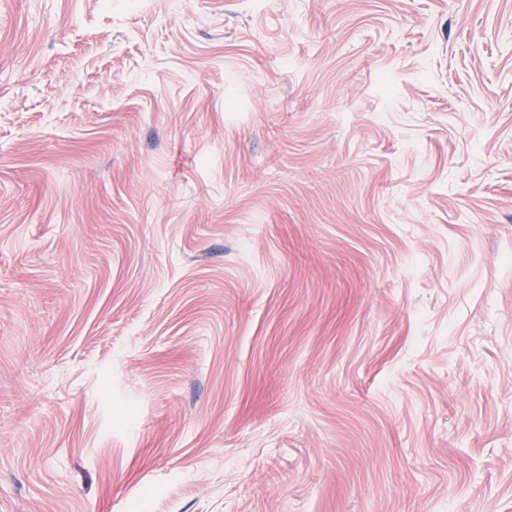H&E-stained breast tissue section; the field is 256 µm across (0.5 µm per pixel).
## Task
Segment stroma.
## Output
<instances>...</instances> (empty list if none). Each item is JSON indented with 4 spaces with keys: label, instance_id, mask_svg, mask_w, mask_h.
Listing matches in <instances>:
<instances>
[{
    "label": "stroma",
    "instance_id": "35a3bbf8",
    "mask_svg": "<svg viewBox=\"0 0 512 512\" xmlns=\"http://www.w3.org/2000/svg\"><path fill=\"white\" fill-rule=\"evenodd\" d=\"M0 512H512V0H0Z\"/></svg>",
    "mask_w": 512,
    "mask_h": 512
}]
</instances>
